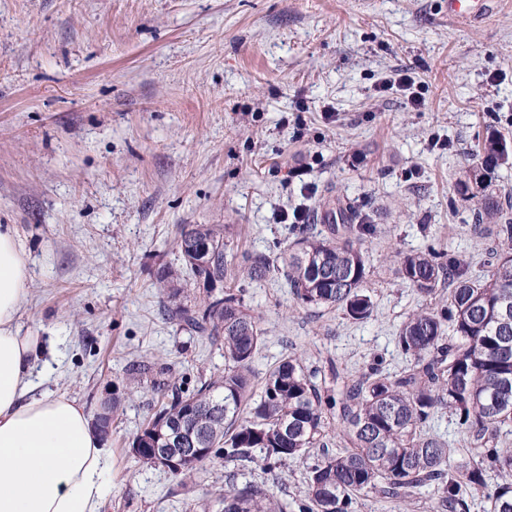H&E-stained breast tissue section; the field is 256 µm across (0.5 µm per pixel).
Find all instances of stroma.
<instances>
[{"label":"stroma","mask_w":512,"mask_h":512,"mask_svg":"<svg viewBox=\"0 0 512 512\" xmlns=\"http://www.w3.org/2000/svg\"><path fill=\"white\" fill-rule=\"evenodd\" d=\"M414 81L411 105L392 81ZM512 147V0L464 24L448 0H0V224L29 255L23 329L42 336L43 389L89 414L122 396L101 512H218L236 469L183 488L131 452L155 413L134 367L190 392L224 352L162 312L156 273L188 224H230L237 253L276 254L284 215L325 194L364 239L367 321L300 308L284 280L245 283L264 320L255 379L283 355L348 375L407 360L395 336L426 300L396 256L432 246L473 274L495 258L453 185L488 131Z\"/></svg>","instance_id":"obj_1"}]
</instances>
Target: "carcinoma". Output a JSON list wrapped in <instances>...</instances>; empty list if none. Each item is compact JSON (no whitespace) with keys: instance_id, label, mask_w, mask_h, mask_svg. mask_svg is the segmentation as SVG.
<instances>
[{"instance_id":"carcinoma-1","label":"carcinoma","mask_w":512,"mask_h":512,"mask_svg":"<svg viewBox=\"0 0 512 512\" xmlns=\"http://www.w3.org/2000/svg\"><path fill=\"white\" fill-rule=\"evenodd\" d=\"M511 161L505 139L492 131L454 184L461 199L476 201L479 232L497 243L489 274L475 275L459 256L433 248L397 261V277L421 297L435 298L446 284L448 298L401 323L397 344L408 363L394 376L376 366L355 378L333 369L326 379L286 355L255 385L251 365L264 341L262 317L246 304L244 289L227 286L237 268L250 281L275 275L301 307L369 319L375 303L362 240L373 225L357 223L350 203L325 199L322 228L290 225L292 240L273 257H237L227 224L185 226L176 242L183 269L158 271L163 307L169 320L224 349V374L187 393L165 369L138 365V373L152 377L158 409L132 440L134 457L164 468L151 448H205L171 471L192 480L216 457L275 476L321 448L306 468L298 512H353L365 493L406 505L423 487L434 488L431 512H469L464 492L486 489L490 470L512 472V448L500 442L512 428V203L493 184L494 171ZM442 410L473 439L465 462L455 460L447 439L429 433ZM331 433L334 453L326 450ZM487 498L490 512H512V482L496 485ZM216 501L222 512H288L287 501L251 481H228Z\"/></svg>"}]
</instances>
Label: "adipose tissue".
<instances>
[{
	"label": "adipose tissue",
	"instance_id": "1",
	"mask_svg": "<svg viewBox=\"0 0 512 512\" xmlns=\"http://www.w3.org/2000/svg\"><path fill=\"white\" fill-rule=\"evenodd\" d=\"M30 270L14 224H0V512H100L112 454L84 405L41 392L45 349L22 330Z\"/></svg>",
	"mask_w": 512,
	"mask_h": 512
}]
</instances>
